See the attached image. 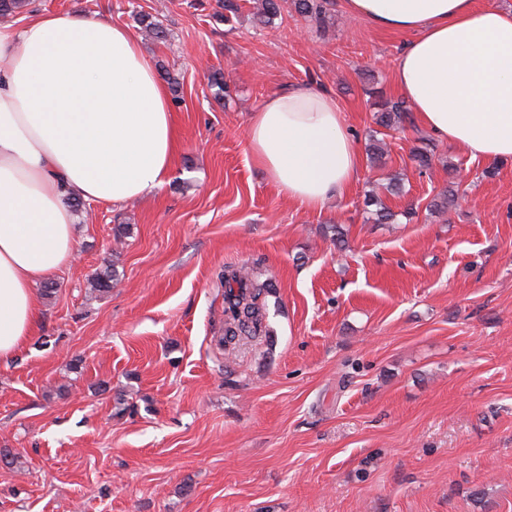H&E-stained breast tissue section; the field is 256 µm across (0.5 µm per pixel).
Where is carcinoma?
I'll return each instance as SVG.
<instances>
[{
    "label": "carcinoma",
    "mask_w": 512,
    "mask_h": 512,
    "mask_svg": "<svg viewBox=\"0 0 512 512\" xmlns=\"http://www.w3.org/2000/svg\"><path fill=\"white\" fill-rule=\"evenodd\" d=\"M291 2L294 11L302 17H310L324 21L330 0H254L253 21L261 27H273L275 20L280 18L284 3ZM218 10L212 18L220 23L231 22L239 17L242 5L240 0H217ZM141 29L152 39L162 41L167 38L168 31L161 22L153 16L140 12L136 14ZM210 89L214 99L221 101L227 86L224 82V72L216 70L208 76ZM374 105L375 123L386 129H399L412 123V109L402 100H392L381 94L376 95ZM457 203L455 190L448 187L432 199L429 207L446 212ZM368 206H376L371 213V219L378 223L393 220L394 212L379 199L372 197L366 201ZM116 278V270L106 267L95 273L90 287L95 292L106 293L112 289ZM274 285L267 281H259L239 271H224V337L222 343L228 345L244 338H254L262 327V297L267 295Z\"/></svg>",
    "instance_id": "carcinoma-1"
}]
</instances>
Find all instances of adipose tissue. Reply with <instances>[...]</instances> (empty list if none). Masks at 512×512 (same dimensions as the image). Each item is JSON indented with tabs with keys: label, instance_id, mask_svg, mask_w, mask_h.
Listing matches in <instances>:
<instances>
[{
	"label": "adipose tissue",
	"instance_id": "1",
	"mask_svg": "<svg viewBox=\"0 0 512 512\" xmlns=\"http://www.w3.org/2000/svg\"><path fill=\"white\" fill-rule=\"evenodd\" d=\"M374 25L414 33L394 83L441 142L512 159V10L475 0H345ZM0 362L36 329L33 292L75 259L68 204L125 203L167 182L176 131L167 89L140 39L107 18L37 13L0 26ZM252 161L311 209L361 178L336 97L308 83L252 112Z\"/></svg>",
	"mask_w": 512,
	"mask_h": 512
}]
</instances>
